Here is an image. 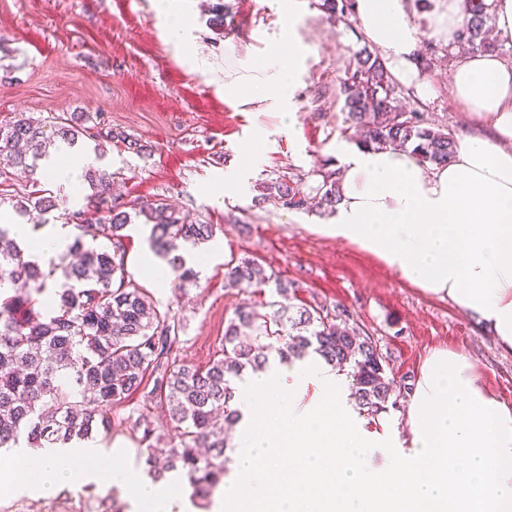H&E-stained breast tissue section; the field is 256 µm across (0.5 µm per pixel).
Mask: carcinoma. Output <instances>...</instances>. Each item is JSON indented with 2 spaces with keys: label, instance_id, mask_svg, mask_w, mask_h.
I'll return each instance as SVG.
<instances>
[{
  "label": "carcinoma",
  "instance_id": "obj_1",
  "mask_svg": "<svg viewBox=\"0 0 512 512\" xmlns=\"http://www.w3.org/2000/svg\"><path fill=\"white\" fill-rule=\"evenodd\" d=\"M316 6L330 24L350 26L354 0H318ZM464 12L460 47L497 52L487 36L493 4L464 0ZM438 52L433 45L423 48L415 58L420 71L434 69ZM401 94L382 57L370 45L361 46L336 76L344 131L359 134L355 145L362 149L410 147L423 164L448 163L457 148L455 135L406 109ZM83 138L100 143L114 135L89 112H63L49 122L20 114L0 123V204L8 201L29 217L54 209L40 161L56 143L71 149ZM331 162L326 159L316 170L321 181L313 191L319 206L332 212L341 196L338 171L327 167ZM84 180L91 189L86 204L66 217L78 234L47 269L24 259L12 227L0 224V448H69L74 440L98 436L107 441L112 408L139 393L164 408L178 432V442L156 454V427L145 413L136 418L132 430L145 449L148 475L158 481L174 472L194 496L207 498L224 480V425L239 418L235 383L248 369H266V351L276 350L282 363L313 352L347 371L359 412L376 415L387 408L397 383L387 375L377 343L358 327L338 323L342 313L324 304L294 307L301 286L250 258L224 264L225 285L274 289L273 310L239 307L202 368L177 357L180 319L125 277V231L133 219H142L150 227V248L180 286L198 278L182 252L211 240L217 226L187 221L163 198L119 200L106 169L89 167ZM262 189L261 199L272 198L286 209L308 206L307 194L291 178L279 176ZM87 238L109 246H88Z\"/></svg>",
  "mask_w": 512,
  "mask_h": 512
}]
</instances>
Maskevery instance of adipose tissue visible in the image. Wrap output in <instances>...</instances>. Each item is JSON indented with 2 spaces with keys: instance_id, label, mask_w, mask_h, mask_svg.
<instances>
[{
  "instance_id": "obj_1",
  "label": "adipose tissue",
  "mask_w": 512,
  "mask_h": 512,
  "mask_svg": "<svg viewBox=\"0 0 512 512\" xmlns=\"http://www.w3.org/2000/svg\"><path fill=\"white\" fill-rule=\"evenodd\" d=\"M354 17L393 75L418 93L430 82L414 57L421 44L412 0H355ZM300 65L296 49L274 53L252 80L253 99L280 102L288 118ZM449 88L482 133L459 140L445 165L411 150L341 155V199L317 232L350 243L403 283L450 299L512 349V62L460 58ZM220 499L224 512H512V407L487 392L471 359L439 350L410 393L407 445L381 472L359 451L381 448L351 410L343 373L320 359L249 376ZM295 467L278 466L282 452ZM0 484L48 497L63 488L129 486L135 512H183V493L125 468L101 448H42L0 455Z\"/></svg>"
}]
</instances>
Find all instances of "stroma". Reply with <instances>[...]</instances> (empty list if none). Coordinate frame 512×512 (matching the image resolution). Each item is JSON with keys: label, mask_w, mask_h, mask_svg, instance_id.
Here are the masks:
<instances>
[{"label": "stroma", "mask_w": 512, "mask_h": 512, "mask_svg": "<svg viewBox=\"0 0 512 512\" xmlns=\"http://www.w3.org/2000/svg\"><path fill=\"white\" fill-rule=\"evenodd\" d=\"M212 0H168L183 18L178 39L166 33L156 0H0V122L24 114L43 120L54 113L95 112L113 132L137 138L147 152L138 156L114 141L97 157L92 141L70 149L87 165L110 169L122 199L162 197L191 221L220 225L204 244L189 250L188 265L197 281L159 288L147 268L148 229L129 226L124 240L126 271L153 298L181 320L178 354L205 366L218 348L237 307L271 301L268 292L224 285V264L254 258L282 278L300 283L302 303H324L343 311L378 345L387 373L413 385L425 359L437 350L459 351L475 364L488 391L512 407V351L491 330L458 308L403 284L375 257L353 245L314 231L325 221L322 209L288 210L273 201L257 202L263 182L278 176L300 180L311 191L319 160L354 144L343 132L336 77L358 47L354 34L327 23L310 0L289 16L284 0H225L232 29L210 24ZM305 56L293 97V127H285L270 102L245 106L241 93L224 87L231 71H260L284 42ZM207 64L194 71V60ZM447 59L429 73L427 98L407 96L408 108L456 137L475 129L465 121L448 91ZM262 140H254L256 129ZM239 170L249 190H224L226 172ZM56 209L38 231L47 234L80 209L90 189L85 182H54ZM150 412L170 447L176 433L159 407L140 396L112 410L114 454L141 470L131 428ZM128 503V491L112 486L101 492L85 485L51 497L18 495L0 488V508L8 512H112L113 502Z\"/></svg>", "instance_id": "stroma-1"}]
</instances>
